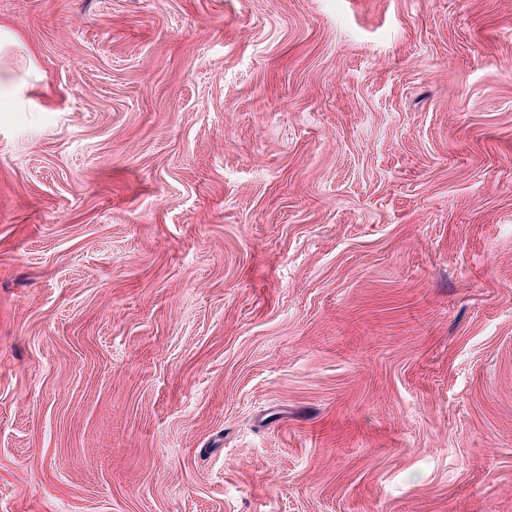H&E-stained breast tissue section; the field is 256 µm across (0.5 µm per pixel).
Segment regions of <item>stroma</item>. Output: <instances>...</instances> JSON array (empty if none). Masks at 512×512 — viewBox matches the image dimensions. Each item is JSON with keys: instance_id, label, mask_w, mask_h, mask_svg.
I'll return each instance as SVG.
<instances>
[{"instance_id": "stroma-1", "label": "stroma", "mask_w": 512, "mask_h": 512, "mask_svg": "<svg viewBox=\"0 0 512 512\" xmlns=\"http://www.w3.org/2000/svg\"><path fill=\"white\" fill-rule=\"evenodd\" d=\"M0 26V512H512V0Z\"/></svg>"}]
</instances>
